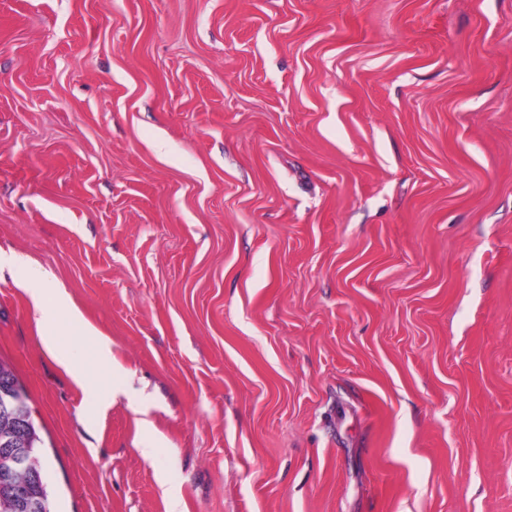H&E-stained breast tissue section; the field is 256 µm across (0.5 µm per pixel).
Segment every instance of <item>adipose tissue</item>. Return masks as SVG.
Wrapping results in <instances>:
<instances>
[{
	"label": "adipose tissue",
	"instance_id": "obj_1",
	"mask_svg": "<svg viewBox=\"0 0 512 512\" xmlns=\"http://www.w3.org/2000/svg\"><path fill=\"white\" fill-rule=\"evenodd\" d=\"M27 291L34 308L41 315L42 341L49 351L54 352L58 349L60 321L65 318L72 325L80 327L82 335L91 339L93 356L97 361H111L112 351L109 343L100 337L96 330L83 326L80 313L68 307L64 293L49 279L45 278L38 285L28 286Z\"/></svg>",
	"mask_w": 512,
	"mask_h": 512
}]
</instances>
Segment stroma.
Listing matches in <instances>:
<instances>
[{
  "label": "stroma",
  "instance_id": "obj_1",
  "mask_svg": "<svg viewBox=\"0 0 512 512\" xmlns=\"http://www.w3.org/2000/svg\"><path fill=\"white\" fill-rule=\"evenodd\" d=\"M0 250L55 512H512V0H0ZM21 287L30 295L34 308L41 314L43 326L42 341L45 347L57 354L60 363L66 367L72 379L81 386L91 382L84 365L70 361L58 350V336H60L59 317H65L69 322L80 327L82 336H88L92 340V352L99 362H111L112 351L109 343L99 336L93 328L83 325L80 313L68 307L64 293L52 284L47 277H42L39 285L32 286L23 282Z\"/></svg>",
  "mask_w": 512,
  "mask_h": 512
}]
</instances>
